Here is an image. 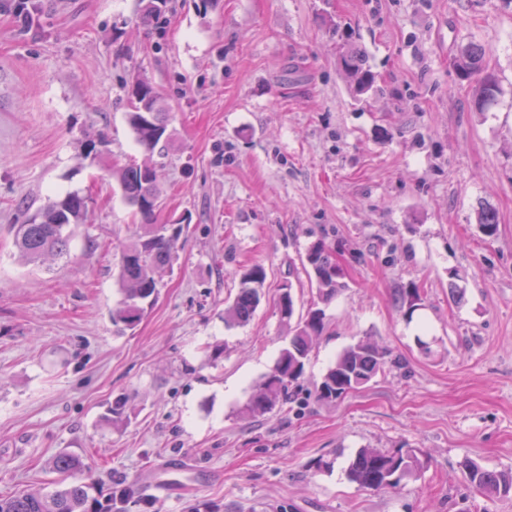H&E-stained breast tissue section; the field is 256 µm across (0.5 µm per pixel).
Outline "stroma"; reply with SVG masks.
<instances>
[{
	"label": "stroma",
	"mask_w": 512,
	"mask_h": 512,
	"mask_svg": "<svg viewBox=\"0 0 512 512\" xmlns=\"http://www.w3.org/2000/svg\"><path fill=\"white\" fill-rule=\"evenodd\" d=\"M146 5L32 0L25 22L0 0V496L79 484L112 512H512L459 467L512 470V0H166L153 19ZM470 42L502 90L486 112L454 66ZM347 45L377 92L353 93ZM138 79L168 114L157 221L183 232L129 330L112 310L142 228L111 172L145 154L127 120ZM87 188L69 259L18 262L14 224ZM320 241L345 284L328 329L292 403L244 414L288 334L279 286L296 314L318 300L302 262ZM254 264L266 293L226 326ZM365 336L404 369L316 400ZM400 446L415 477L384 491L347 479L359 449ZM63 453L82 463L73 475L51 467ZM171 468L180 485L155 486Z\"/></svg>",
	"instance_id": "35a3bbf8"
}]
</instances>
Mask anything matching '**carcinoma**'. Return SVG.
Instances as JSON below:
<instances>
[{
    "instance_id": "cac0c4a2",
    "label": "carcinoma",
    "mask_w": 512,
    "mask_h": 512,
    "mask_svg": "<svg viewBox=\"0 0 512 512\" xmlns=\"http://www.w3.org/2000/svg\"><path fill=\"white\" fill-rule=\"evenodd\" d=\"M486 49L476 43L462 47L456 59V69L464 80H476L477 95L474 107L483 112L498 101L501 88L497 81L484 73ZM340 65L353 83L354 91L364 95L376 89L375 76L362 68L358 54L346 49L340 54ZM128 121L136 141L148 156L141 161L132 160L124 167L112 171L125 200L140 215L144 232L122 251L119 279L125 298L112 313V321L127 329L134 328L143 318L146 309L158 297L155 270L173 263V242L181 228L156 223L159 208V190L156 164L152 160L155 148L165 139L167 125L161 112L160 97L148 83L135 84ZM91 195L81 190L67 193L63 198L47 203L39 212L13 225L14 241L19 260L25 265L37 266L48 255L67 257L70 244L79 225L87 222ZM478 226L482 234L492 238L497 234L498 219L494 208L484 206L478 212ZM305 262L308 274L315 279L322 302L329 303L343 288L342 274L325 245L318 242L308 248ZM267 274L256 264L243 273L239 290L233 302L224 310L228 325L246 323L264 297ZM407 301L406 320L413 319L419 309L421 288L413 285L402 290ZM277 308L281 320L294 323L291 336L264 380L257 386L244 405L248 414H264L292 402L290 389L303 377L305 365L314 341L326 331L328 323L321 308H311L296 319L292 284L280 288ZM402 366L401 359L392 351L370 339H361L346 348L333 367L315 386L319 401L333 402L370 383L387 367ZM420 460L411 448L393 451L379 448H362L349 463L346 474L359 486L375 490L397 487L403 480L414 476ZM466 480L475 488L490 494L507 497L512 495V471L487 469L471 459L461 463ZM86 495L82 486L72 484L44 495H14L0 498V512H87Z\"/></svg>"
}]
</instances>
